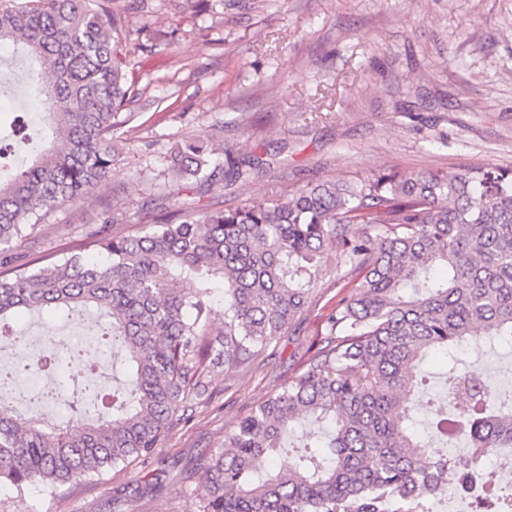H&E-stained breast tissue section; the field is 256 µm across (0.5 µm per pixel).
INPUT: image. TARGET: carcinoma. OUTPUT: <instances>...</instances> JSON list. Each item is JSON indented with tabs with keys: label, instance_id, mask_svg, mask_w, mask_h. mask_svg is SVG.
<instances>
[{
	"label": "carcinoma",
	"instance_id": "carcinoma-1",
	"mask_svg": "<svg viewBox=\"0 0 512 512\" xmlns=\"http://www.w3.org/2000/svg\"><path fill=\"white\" fill-rule=\"evenodd\" d=\"M121 17L99 0H24L0 5V45L20 50L29 95L48 109L46 146L26 169L0 170V342L19 341L18 310H79L104 320L100 340L126 352V387L97 394L100 415L78 413L82 379L105 364L68 351L71 423L45 429L19 417L0 392V483L18 494L57 496L121 467H141L133 492L164 490L154 468L161 445L193 401L211 398L210 374L268 356L306 319L334 276L351 291L326 315L281 391L257 402L201 455L196 512H430L448 472L468 480L476 462L512 448V396L475 389L472 371L448 379V402L431 435L409 424L422 359L481 336L512 340V172L382 173L360 185L323 182L235 209L191 203L169 215V196L147 202L149 228L116 236L123 214L102 204V226L70 254L19 263L37 224L105 186L117 160L114 130L139 95L114 33ZM213 135L182 142L167 179L208 193L224 172L247 180L259 163L214 158ZM221 284L223 306L214 289ZM222 327L213 329L215 318ZM326 422L320 450L295 451L284 470L263 461L287 449L300 421ZM469 439L454 458L448 438ZM479 507L512 512L484 473Z\"/></svg>",
	"mask_w": 512,
	"mask_h": 512
}]
</instances>
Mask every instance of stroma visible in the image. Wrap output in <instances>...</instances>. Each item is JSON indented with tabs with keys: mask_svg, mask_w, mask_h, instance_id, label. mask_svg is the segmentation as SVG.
<instances>
[{
	"mask_svg": "<svg viewBox=\"0 0 512 512\" xmlns=\"http://www.w3.org/2000/svg\"><path fill=\"white\" fill-rule=\"evenodd\" d=\"M104 0L121 13L120 51L142 92L133 120L119 129L121 160L106 188L65 206L38 225L29 249L63 256L97 226L101 200L120 210L116 235L139 231L153 194L185 198L161 173L177 142L213 134L241 160L260 158L249 181L225 178L195 195L202 208L233 209L325 181L357 184L393 170L448 173L472 167L512 170V0ZM148 27L165 38L150 53L135 46ZM26 113L29 142L21 167L42 148L46 108L32 101L21 75L0 66V141L13 113ZM25 346L0 344V357H37L53 341L73 340L92 324L19 311ZM324 324L310 315L280 336L262 361L211 380L216 397L164 440L160 456L174 485L155 497L113 503L134 487L136 469L114 470L61 497L0 486V512H195L203 478L198 457L255 402L279 390Z\"/></svg>",
	"mask_w": 512,
	"mask_h": 512,
	"instance_id": "1",
	"label": "stroma"
}]
</instances>
